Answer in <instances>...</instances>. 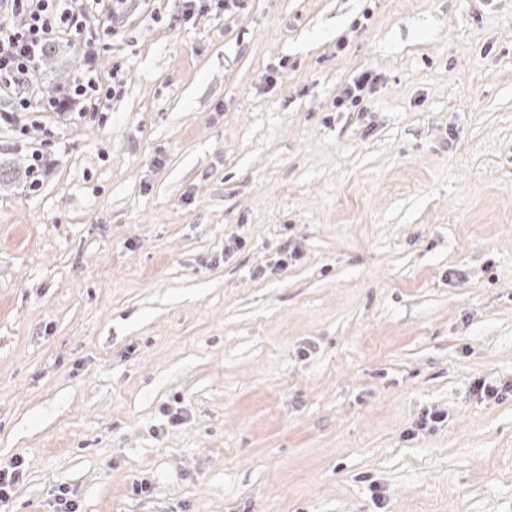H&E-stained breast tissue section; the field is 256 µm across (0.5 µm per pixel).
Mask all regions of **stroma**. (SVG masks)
<instances>
[{
	"mask_svg": "<svg viewBox=\"0 0 512 512\" xmlns=\"http://www.w3.org/2000/svg\"><path fill=\"white\" fill-rule=\"evenodd\" d=\"M201 3L0 126V512H512V0ZM73 95L79 99L89 100L94 105H101L104 108L107 101L111 99L112 92L109 89L102 92L98 78L91 71L76 82ZM377 76L371 72H363L352 83L343 88L336 96V106L342 107H356L362 102L365 97L371 93L374 84L376 83Z\"/></svg>",
	"mask_w": 512,
	"mask_h": 512,
	"instance_id": "35a3bbf8",
	"label": "stroma"
}]
</instances>
